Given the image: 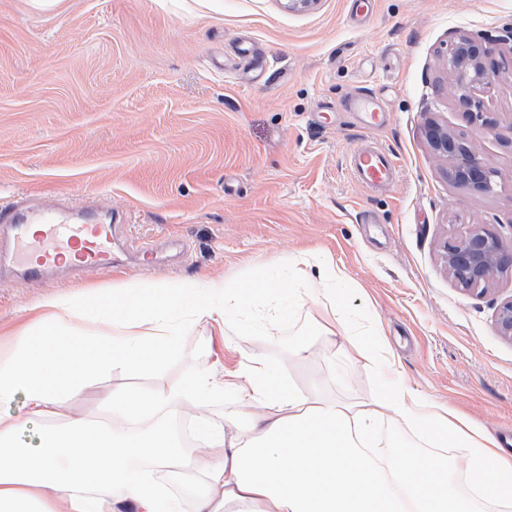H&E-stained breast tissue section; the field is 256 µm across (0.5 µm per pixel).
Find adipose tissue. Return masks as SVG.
Instances as JSON below:
<instances>
[{
	"label": "adipose tissue",
	"mask_w": 512,
	"mask_h": 512,
	"mask_svg": "<svg viewBox=\"0 0 512 512\" xmlns=\"http://www.w3.org/2000/svg\"><path fill=\"white\" fill-rule=\"evenodd\" d=\"M278 265L265 262L245 287L221 277L185 278L123 288L108 302L37 300L55 320L38 338L19 339L0 356V405L20 396L31 416L57 421L64 394L93 374L127 366L162 371L186 317L264 335V320L242 322L246 309L262 304L273 318L289 320L303 306L306 268L293 264L283 282L273 276ZM94 313L103 315V325L85 331L82 323ZM312 333L332 356L346 355L347 344L355 343L356 354L375 366L378 392L351 402L327 398L282 378L251 351L227 373L147 393L113 392L107 412L128 422L179 414L207 393L235 394L244 423L203 431L221 448L217 457L180 453L160 429L116 439L111 426L82 423L34 451L14 443L17 423L0 419V512H121L127 503L136 512H182L162 480L174 468L203 478L194 512H400L402 496L415 512H489L491 505L512 504V456L495 442L481 443L448 409L431 406L400 380L373 321L318 324ZM385 419L414 430L433 452L386 444L369 455ZM447 447L463 449L462 458L442 459L439 451Z\"/></svg>",
	"instance_id": "obj_1"
}]
</instances>
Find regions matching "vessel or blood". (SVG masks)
Here are the masks:
<instances>
[{"label":"vessel or blood","mask_w":512,"mask_h":512,"mask_svg":"<svg viewBox=\"0 0 512 512\" xmlns=\"http://www.w3.org/2000/svg\"><path fill=\"white\" fill-rule=\"evenodd\" d=\"M343 107L363 116L365 126L379 128L390 118L385 98L362 88ZM348 167L354 182L382 189L396 178L398 163L383 147L366 145L351 152ZM119 215L99 209L68 208L52 199L22 196L0 206V279H43L64 271V255L77 250L75 270L116 266Z\"/></svg>","instance_id":"1"}]
</instances>
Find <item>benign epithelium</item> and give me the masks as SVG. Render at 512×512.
Returning a JSON list of instances; mask_svg holds the SVG:
<instances>
[{
	"instance_id": "obj_1",
	"label": "benign epithelium",
	"mask_w": 512,
	"mask_h": 512,
	"mask_svg": "<svg viewBox=\"0 0 512 512\" xmlns=\"http://www.w3.org/2000/svg\"><path fill=\"white\" fill-rule=\"evenodd\" d=\"M485 55L482 46L467 39L458 42L452 52L454 58H469L467 67L457 70L454 80L456 91L465 104L476 109L480 108V102L472 98V91L489 89L494 83L495 71L483 62ZM427 136L434 150L449 155L448 175L454 182L482 193L494 191L496 171L469 144L436 127L430 128ZM444 258L449 274L458 284L476 289L487 285L497 273L512 270V242L506 243L493 234L474 229L445 244ZM496 330L500 336L512 341V300L499 308Z\"/></svg>"
}]
</instances>
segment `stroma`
<instances>
[{"label":"stroma","instance_id":"1","mask_svg":"<svg viewBox=\"0 0 512 512\" xmlns=\"http://www.w3.org/2000/svg\"><path fill=\"white\" fill-rule=\"evenodd\" d=\"M480 41L497 77L475 118L453 88L459 38ZM367 86L389 101L381 129L341 109ZM493 120L495 132L484 122ZM436 123L471 143L497 173L495 191L454 183L429 144ZM394 154L388 188L361 189L349 154L360 144ZM42 195L125 213L123 272L0 282V354L31 325L38 298L76 302L180 277L248 281L259 263L318 255L352 282L346 304L306 285V305L269 335L186 321L159 374L118 367L89 379L66 413L97 422L115 390L149 391L235 369L241 349L285 378L319 381L326 397L354 400L376 387L371 365L343 373L313 347L288 356L313 322L373 316L401 378L495 436L512 428V341L495 328L512 298V271L486 290L450 276L447 242L473 228L512 236V0H376L362 27L347 0L292 11L283 0H0V204ZM178 236L169 264L139 253Z\"/></svg>","mask_w":512,"mask_h":512}]
</instances>
